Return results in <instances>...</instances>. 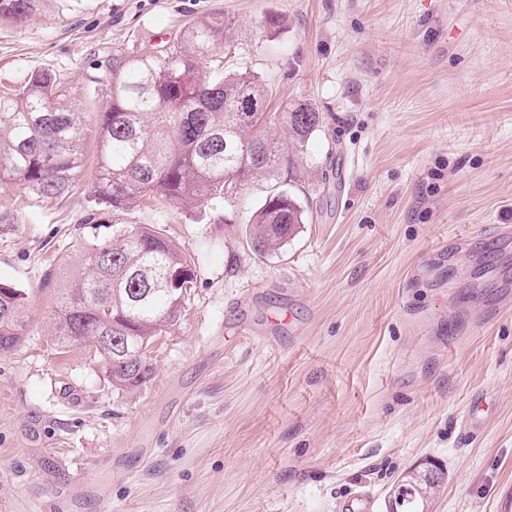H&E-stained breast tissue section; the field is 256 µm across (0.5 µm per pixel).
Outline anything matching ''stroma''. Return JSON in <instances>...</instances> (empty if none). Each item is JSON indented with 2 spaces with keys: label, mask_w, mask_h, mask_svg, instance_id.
Segmentation results:
<instances>
[{
  "label": "stroma",
  "mask_w": 512,
  "mask_h": 512,
  "mask_svg": "<svg viewBox=\"0 0 512 512\" xmlns=\"http://www.w3.org/2000/svg\"><path fill=\"white\" fill-rule=\"evenodd\" d=\"M215 14L235 21L226 70L323 117L295 163L308 221L249 248L262 178L230 224L130 210L166 226L195 287L127 393L52 329L106 209L92 171L64 197L0 195V283L26 295L0 355V512H54L76 476L109 485L78 512H338L361 490L385 512L427 459L446 473L429 512H512V0H41L0 20V75L64 77L94 112L113 52Z\"/></svg>",
  "instance_id": "1"
}]
</instances>
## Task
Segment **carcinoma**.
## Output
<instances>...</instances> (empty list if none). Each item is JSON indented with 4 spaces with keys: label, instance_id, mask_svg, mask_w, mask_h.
Wrapping results in <instances>:
<instances>
[{
    "label": "carcinoma",
    "instance_id": "1",
    "mask_svg": "<svg viewBox=\"0 0 512 512\" xmlns=\"http://www.w3.org/2000/svg\"><path fill=\"white\" fill-rule=\"evenodd\" d=\"M39 0H0V17L23 20ZM235 22L214 15L183 25L158 51L136 45L112 54L106 105L97 113L96 153L85 152L91 113L69 94L68 81L36 73L0 89V189L63 197L87 162L110 212L92 213L87 238L57 288L53 330L63 348L97 354L118 390L145 385L150 353L180 319L194 283L190 261L161 224H130L125 215L149 201L191 209L232 205L252 180L274 185L248 220L247 243L276 251L305 223L288 190L294 158L321 123L308 104L267 111L259 77L224 70ZM280 128L285 139L269 129ZM24 294L0 283V352L20 344ZM441 474L428 478L430 471ZM433 462L400 475L386 512H427L444 483Z\"/></svg>",
    "mask_w": 512,
    "mask_h": 512
}]
</instances>
